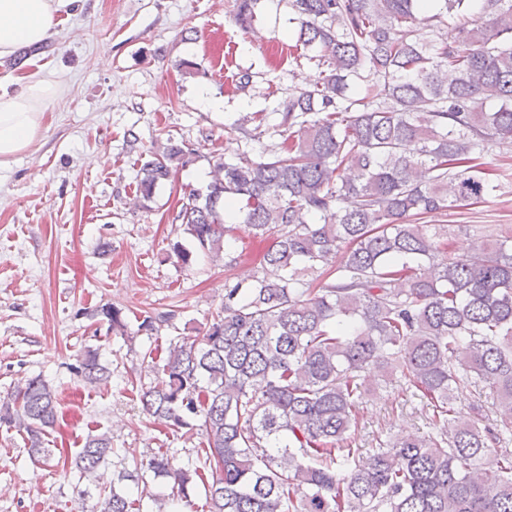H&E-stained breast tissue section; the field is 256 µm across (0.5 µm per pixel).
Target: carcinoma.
<instances>
[{"instance_id": "1", "label": "carcinoma", "mask_w": 512, "mask_h": 512, "mask_svg": "<svg viewBox=\"0 0 512 512\" xmlns=\"http://www.w3.org/2000/svg\"><path fill=\"white\" fill-rule=\"evenodd\" d=\"M290 0L298 42L328 67L279 104L282 141L253 159L219 157L206 191L191 189L172 223L183 239L170 256L188 267L221 259L226 211L270 239L260 269L224 289V304L191 342H173L157 382L138 399L173 431L199 421V464L176 467L158 449L135 471L100 486L96 512H144L121 484L165 481L156 512H512V235L440 256L447 227L418 220L494 190L477 153L512 143V0ZM257 0H235L251 28ZM455 18L430 41L418 14ZM368 80L355 99L350 83ZM172 139L140 164L143 200L190 162ZM319 273L315 287L305 277ZM96 315L122 335V309ZM172 312L144 311L153 335ZM75 371L89 385L109 377L96 349ZM398 372L431 406V432L399 436L357 465L348 435L366 394L365 374ZM499 408L452 407L460 384ZM58 399L40 377L0 399V425L26 434L30 456L50 463L47 429ZM112 454L89 435L72 464L100 480Z\"/></svg>"}]
</instances>
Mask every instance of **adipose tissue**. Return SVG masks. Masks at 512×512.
Returning a JSON list of instances; mask_svg holds the SVG:
<instances>
[{
	"label": "adipose tissue",
	"mask_w": 512,
	"mask_h": 512,
	"mask_svg": "<svg viewBox=\"0 0 512 512\" xmlns=\"http://www.w3.org/2000/svg\"><path fill=\"white\" fill-rule=\"evenodd\" d=\"M64 0H0V58L19 43L46 40ZM57 94L45 80L27 82L11 95H0V163L25 152L42 132L43 108Z\"/></svg>",
	"instance_id": "adipose-tissue-1"
}]
</instances>
